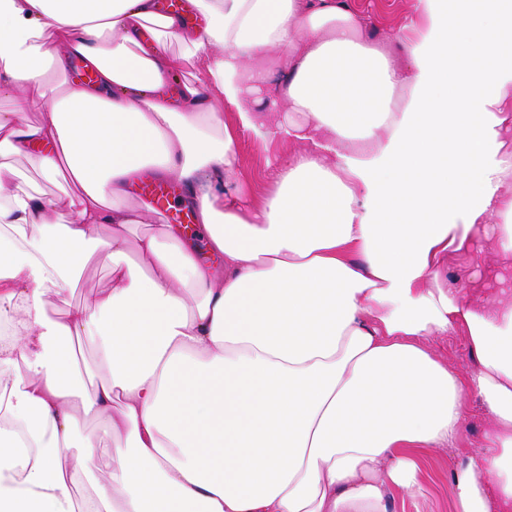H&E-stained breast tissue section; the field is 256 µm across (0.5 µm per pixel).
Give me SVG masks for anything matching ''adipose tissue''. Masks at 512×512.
Segmentation results:
<instances>
[{
	"label": "adipose tissue",
	"mask_w": 512,
	"mask_h": 512,
	"mask_svg": "<svg viewBox=\"0 0 512 512\" xmlns=\"http://www.w3.org/2000/svg\"><path fill=\"white\" fill-rule=\"evenodd\" d=\"M192 2L198 26L0 0V512H388L472 398L454 512H512V0H412L386 42L344 0ZM244 133L293 147L256 196ZM146 174L181 184L207 256L151 224ZM89 262L107 293L48 314ZM455 335L476 368L427 345ZM18 174L30 180L40 191L48 196H62L64 183L57 185L44 180L28 163L22 158H12L8 161Z\"/></svg>",
	"instance_id": "adipose-tissue-1"
}]
</instances>
